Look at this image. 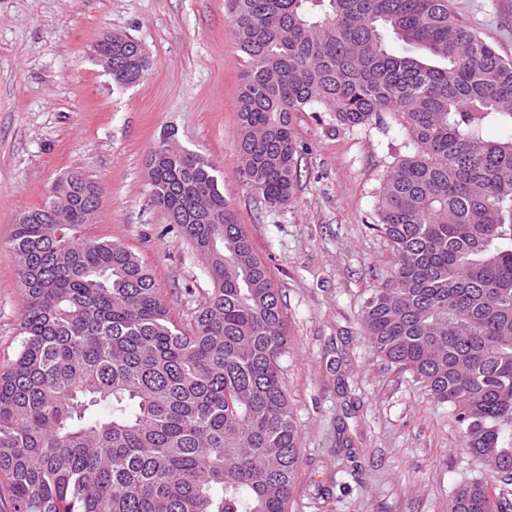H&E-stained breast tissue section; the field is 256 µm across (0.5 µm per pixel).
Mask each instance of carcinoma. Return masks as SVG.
Returning <instances> with one entry per match:
<instances>
[{
  "label": "carcinoma",
  "instance_id": "1",
  "mask_svg": "<svg viewBox=\"0 0 512 512\" xmlns=\"http://www.w3.org/2000/svg\"><path fill=\"white\" fill-rule=\"evenodd\" d=\"M229 11L247 62L240 175L266 206L295 193L288 113L347 127L401 118L416 153L383 188L374 230L394 265L364 332L454 406L464 447L512 486V60L451 0H229ZM390 34L420 54L393 52ZM97 51L118 85L150 66L130 37ZM173 137L150 154L149 186L213 284L189 332L135 254L83 234L99 205L84 178L67 174L14 224L25 309L19 351L0 369L12 512H287L298 436L278 289L220 171ZM451 512H512V499L494 505L476 484Z\"/></svg>",
  "mask_w": 512,
  "mask_h": 512
}]
</instances>
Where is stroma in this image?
Here are the masks:
<instances>
[{"label":"stroma","instance_id":"stroma-1","mask_svg":"<svg viewBox=\"0 0 512 512\" xmlns=\"http://www.w3.org/2000/svg\"><path fill=\"white\" fill-rule=\"evenodd\" d=\"M458 19L512 59V0H452ZM151 62L120 87L91 54L104 32ZM246 59L226 0H0V367L21 340L25 297L10 239L17 217L78 171L103 186L87 236L118 242L151 270L173 320L194 322L212 282L151 200L148 157L166 132L224 179V198L283 303L282 382L295 420L288 512H448L456 491L500 484L462 448L453 406L385 363L361 328L393 266L375 229L383 182L414 150L398 120L342 127L288 116L294 199L266 207L239 174L237 96Z\"/></svg>","mask_w":512,"mask_h":512}]
</instances>
